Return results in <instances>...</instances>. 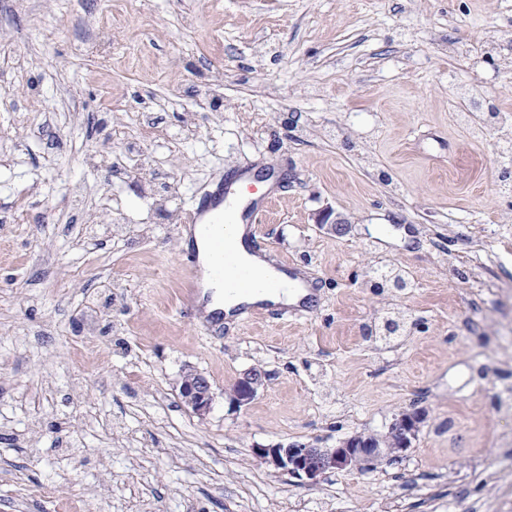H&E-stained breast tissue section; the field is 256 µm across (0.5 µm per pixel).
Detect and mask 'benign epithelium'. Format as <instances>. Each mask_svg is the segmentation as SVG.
Wrapping results in <instances>:
<instances>
[{
  "instance_id": "7a95c632",
  "label": "benign epithelium",
  "mask_w": 512,
  "mask_h": 512,
  "mask_svg": "<svg viewBox=\"0 0 512 512\" xmlns=\"http://www.w3.org/2000/svg\"><path fill=\"white\" fill-rule=\"evenodd\" d=\"M267 381V372L254 367L247 369L228 391L230 401L238 407L248 404ZM179 395L184 405L200 418L210 413L216 398L210 379L195 368L182 372ZM423 420L422 412L403 410L392 417L381 433H356L331 446L311 441L257 445L252 453L280 473L316 482L329 473L372 471L398 461L412 447Z\"/></svg>"
}]
</instances>
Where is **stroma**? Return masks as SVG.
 I'll use <instances>...</instances> for the list:
<instances>
[{
	"label": "stroma",
	"instance_id": "obj_1",
	"mask_svg": "<svg viewBox=\"0 0 512 512\" xmlns=\"http://www.w3.org/2000/svg\"><path fill=\"white\" fill-rule=\"evenodd\" d=\"M466 85L512 111V0H0V512H512V126L474 135ZM245 162L276 189L258 249L317 297L211 329L181 237ZM403 409L371 472L251 452ZM268 373L259 368L244 371L228 391L232 404L241 407L247 405L268 381ZM179 395L184 405L199 418L210 413L216 398L210 379L195 368H186L182 372Z\"/></svg>",
	"mask_w": 512,
	"mask_h": 512
}]
</instances>
